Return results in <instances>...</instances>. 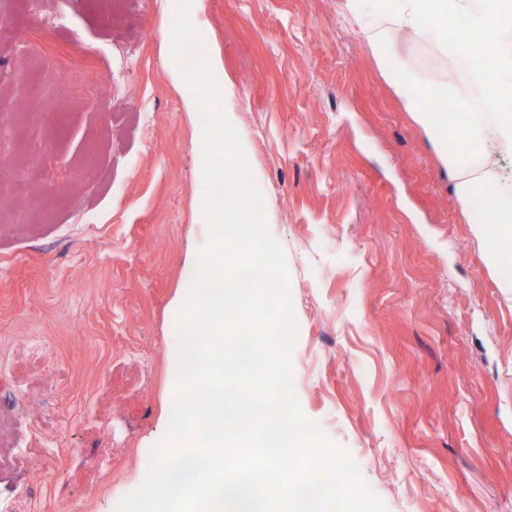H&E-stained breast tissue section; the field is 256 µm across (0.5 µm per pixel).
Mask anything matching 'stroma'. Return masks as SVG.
<instances>
[{
    "mask_svg": "<svg viewBox=\"0 0 512 512\" xmlns=\"http://www.w3.org/2000/svg\"><path fill=\"white\" fill-rule=\"evenodd\" d=\"M343 2L190 9L287 260L294 388L387 512H512V298L394 71L460 74L428 33L346 23ZM173 15L0 0V200L16 203L0 228L2 506L115 512L166 441L179 302L209 235ZM10 433V417L0 406V476L10 465L15 449Z\"/></svg>",
    "mask_w": 512,
    "mask_h": 512,
    "instance_id": "obj_1",
    "label": "stroma"
}]
</instances>
